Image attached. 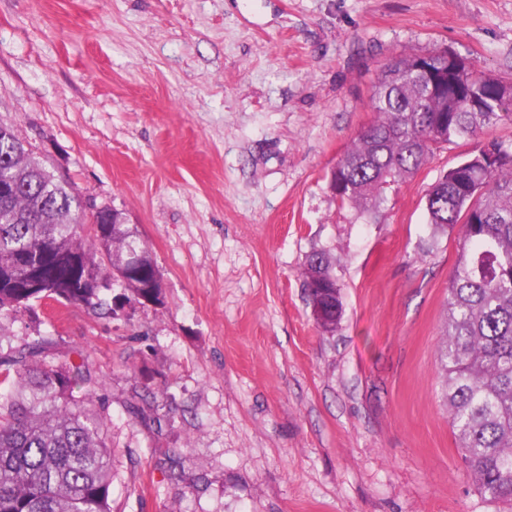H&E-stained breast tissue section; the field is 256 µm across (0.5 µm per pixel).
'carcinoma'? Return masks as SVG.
Instances as JSON below:
<instances>
[{
	"instance_id": "obj_1",
	"label": "carcinoma",
	"mask_w": 512,
	"mask_h": 512,
	"mask_svg": "<svg viewBox=\"0 0 512 512\" xmlns=\"http://www.w3.org/2000/svg\"><path fill=\"white\" fill-rule=\"evenodd\" d=\"M503 80L445 49L397 57L372 86L373 121L328 175L341 205L377 216L386 193L413 177L434 150L512 122ZM0 315L36 302L108 306L117 274L129 303L162 295L150 251L124 224L100 233L78 220L87 201L0 126ZM428 223L461 225L463 245L448 282L440 355L443 396L457 448L478 491L512 502V145L490 139L426 193ZM303 287L325 332L343 305L327 250L306 255ZM37 336L0 356V512H112L108 416L91 364L49 365Z\"/></svg>"
}]
</instances>
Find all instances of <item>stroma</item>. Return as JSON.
<instances>
[{
	"label": "stroma",
	"instance_id": "obj_1",
	"mask_svg": "<svg viewBox=\"0 0 512 512\" xmlns=\"http://www.w3.org/2000/svg\"><path fill=\"white\" fill-rule=\"evenodd\" d=\"M444 48L512 78V0H0V125L124 212L162 275L156 307L0 315V355L41 335L92 362L112 512H512L477 490L438 370L460 232L433 234L425 196L480 139L374 219L327 187L381 68ZM303 287L308 290L309 304L312 307L324 306L335 308L327 310L323 317L314 316L317 324L325 332L332 333L339 323L343 305L340 288L333 274V263L327 250L313 249L306 255L302 269Z\"/></svg>",
	"mask_w": 512,
	"mask_h": 512
}]
</instances>
